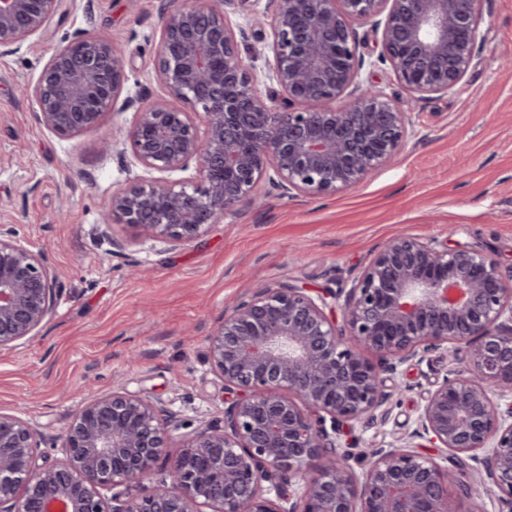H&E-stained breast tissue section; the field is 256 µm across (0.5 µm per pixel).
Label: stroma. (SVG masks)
I'll use <instances>...</instances> for the list:
<instances>
[{
	"instance_id": "1",
	"label": "stroma",
	"mask_w": 512,
	"mask_h": 512,
	"mask_svg": "<svg viewBox=\"0 0 512 512\" xmlns=\"http://www.w3.org/2000/svg\"><path fill=\"white\" fill-rule=\"evenodd\" d=\"M168 0H64L47 34L0 56V225L43 253L57 276L56 313L38 335L0 349V410L17 411L41 442V462L62 457L57 442L81 402L119 388L164 400L187 426L224 420V384L211 368L210 338L231 308L268 285L312 291L350 287L379 248L399 235L467 243L491 254L512 278V0H484L477 48L482 62L461 92L418 96L377 61L371 26L363 76L411 114L413 134L392 162L334 195H283L268 183L261 206H239L190 242L102 226L113 191L143 175L131 149L103 153L134 109L107 112L79 135L39 124L20 92L52 51L85 30L122 45L124 96L145 107L163 95L156 50ZM271 0H234L227 16L246 29L239 49L263 97L269 79ZM445 350L419 351L387 380L385 419L338 434L354 470L362 453L412 439L426 398L458 369Z\"/></svg>"
}]
</instances>
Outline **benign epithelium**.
<instances>
[{
    "mask_svg": "<svg viewBox=\"0 0 512 512\" xmlns=\"http://www.w3.org/2000/svg\"><path fill=\"white\" fill-rule=\"evenodd\" d=\"M184 0L161 16L158 78L165 96L136 113L105 152L130 146L147 171L194 168L183 182L136 177L112 194L101 224L116 220L157 238L191 241L243 203L266 179L288 195L335 194L399 155L411 119L361 78L355 24L373 21L378 61L414 94L461 90L481 58L480 0H276L270 23L275 110L256 90L225 6ZM62 0H0V55L45 30ZM125 54L80 30L24 87L42 127L72 137L121 99ZM190 104L185 112L170 104ZM57 277L41 252L0 225V348L37 335L55 313ZM341 305L343 328L329 311ZM446 348L466 365L428 395L416 436L478 464L482 482L512 512V283L496 259L467 245L390 239L347 292L312 294L287 282L224 313L209 362L230 399L224 424L186 436L168 478L150 469L182 424L160 400L124 391L74 411L63 458L38 463L36 433L0 411V512H456L448 484L458 471L403 446L367 453L357 472L336 453L339 427L375 417L384 374L417 350ZM379 357L371 362L363 351ZM139 493L107 507L118 486Z\"/></svg>",
    "mask_w": 512,
    "mask_h": 512,
    "instance_id": "obj_1",
    "label": "benign epithelium"
}]
</instances>
